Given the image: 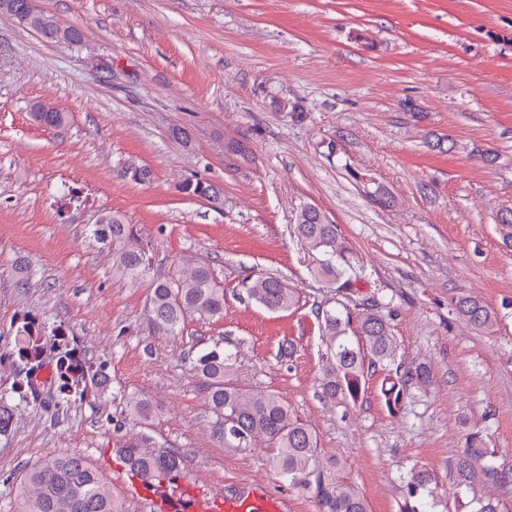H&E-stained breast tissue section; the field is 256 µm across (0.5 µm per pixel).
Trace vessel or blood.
<instances>
[{"mask_svg": "<svg viewBox=\"0 0 512 512\" xmlns=\"http://www.w3.org/2000/svg\"><path fill=\"white\" fill-rule=\"evenodd\" d=\"M162 506L165 512H289L287 496L273 493L260 483L208 495L175 491Z\"/></svg>", "mask_w": 512, "mask_h": 512, "instance_id": "1", "label": "vessel or blood"}]
</instances>
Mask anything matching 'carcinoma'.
Returning a JSON list of instances; mask_svg holds the SVG:
<instances>
[{"label": "carcinoma", "instance_id": "obj_1", "mask_svg": "<svg viewBox=\"0 0 512 512\" xmlns=\"http://www.w3.org/2000/svg\"><path fill=\"white\" fill-rule=\"evenodd\" d=\"M55 24L56 19L46 13H36L25 22L26 27L42 31L53 30ZM32 116L50 127H62L68 122L67 112L45 104L35 105ZM116 176L146 183L151 179V170L126 162L116 170ZM182 192L204 199L214 208L224 206L223 189L208 180L188 179ZM495 228L503 246L512 249L511 208L497 215ZM296 229L317 257L314 273L338 293L352 288L349 273L360 267V259L346 245L337 225L317 207L305 204L298 214ZM92 234L99 244L112 250L113 277L147 283L146 322L151 333L176 336L190 317H224V288L218 285L209 267L186 259L172 275H150L152 242L119 211L104 212L100 223L93 225ZM244 285L249 299L268 311H288L298 303L295 289L272 274H252ZM456 310L475 328L486 332L493 331L498 321L497 314L474 297L459 298ZM316 316L325 359L319 387L326 402L357 405L366 392L367 372L376 366L388 372L381 393L391 413L403 408L411 387L428 383L426 367L404 368L396 362L391 325L374 309L367 306L352 313L344 308H323ZM14 355L28 365L13 388L25 402L31 400L59 409L72 396L81 397L90 388L101 394L108 391L105 363L85 365L68 336L60 330L49 332L35 320L25 321L17 328ZM235 361V354L217 344L192 361L209 408L210 438L227 452L270 450L271 467L289 485L308 493L318 512H367L364 498L345 481L343 460L324 455L317 433L279 395L247 388L232 378ZM48 364L53 366L54 375L41 382L38 394L32 387V375ZM124 400L130 414L143 422H150L159 414L160 407L149 399L129 394ZM15 408L10 397L0 395V435L11 428ZM117 452L132 475L155 488L175 483L187 468L184 455L156 445L146 433L128 438ZM486 457L488 449L482 437L474 433L453 463L456 487L469 497L471 512H501L498 505L479 495L482 477L493 476L501 483H512V469L478 466ZM434 483L426 469L410 472L400 512H425L423 493L432 492ZM15 492L13 512H128L124 502L112 494L102 473L74 454L50 457L32 467Z\"/></svg>", "mask_w": 512, "mask_h": 512}]
</instances>
